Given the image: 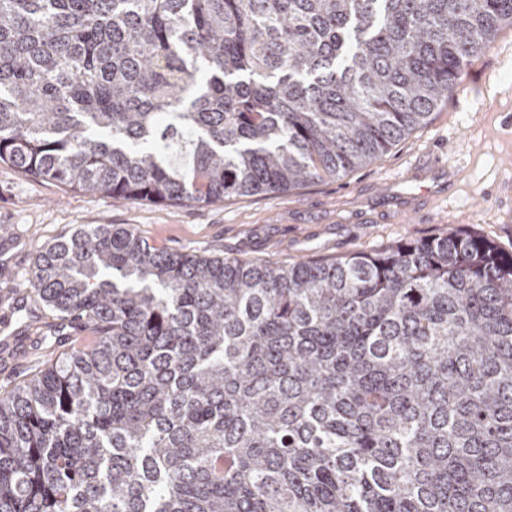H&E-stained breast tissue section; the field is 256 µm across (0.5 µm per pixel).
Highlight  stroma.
Masks as SVG:
<instances>
[{
	"mask_svg": "<svg viewBox=\"0 0 512 512\" xmlns=\"http://www.w3.org/2000/svg\"><path fill=\"white\" fill-rule=\"evenodd\" d=\"M512 26L467 71L464 90L372 165L342 179L209 205H166L34 181L0 165V385L48 359L25 338L46 316L33 291L40 247L83 224L133 228L170 251L295 262L384 250L464 231L512 253Z\"/></svg>",
	"mask_w": 512,
	"mask_h": 512,
	"instance_id": "35a3bbf8",
	"label": "stroma"
}]
</instances>
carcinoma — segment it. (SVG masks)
<instances>
[{"label": "carcinoma", "mask_w": 512, "mask_h": 512, "mask_svg": "<svg viewBox=\"0 0 512 512\" xmlns=\"http://www.w3.org/2000/svg\"><path fill=\"white\" fill-rule=\"evenodd\" d=\"M512 0H0V164L211 204L375 162ZM55 359L0 386V512H512V254L43 245ZM72 326L91 335L62 343Z\"/></svg>", "instance_id": "obj_1"}]
</instances>
